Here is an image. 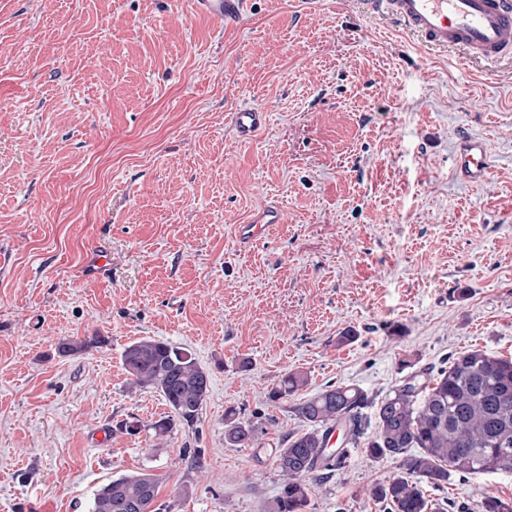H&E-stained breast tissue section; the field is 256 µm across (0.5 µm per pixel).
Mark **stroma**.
<instances>
[{"instance_id":"obj_1","label":"stroma","mask_w":512,"mask_h":512,"mask_svg":"<svg viewBox=\"0 0 512 512\" xmlns=\"http://www.w3.org/2000/svg\"><path fill=\"white\" fill-rule=\"evenodd\" d=\"M242 105L269 115L248 142ZM465 136L483 182L454 169ZM268 206L279 223L240 243ZM144 337L210 374L200 421L162 441L168 406L121 363ZM478 349L512 358V54L425 46L365 0H250L232 28L190 0H0V512H89L137 473L170 512H262L293 401L336 384L377 402L401 362ZM296 370L306 387L270 402ZM231 407L273 416L254 447L225 443ZM398 468L352 449L306 512H383L365 490ZM421 486L443 512L512 499L510 473Z\"/></svg>"}]
</instances>
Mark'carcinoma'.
<instances>
[{
  "label": "carcinoma",
  "instance_id": "cac0c4a2",
  "mask_svg": "<svg viewBox=\"0 0 512 512\" xmlns=\"http://www.w3.org/2000/svg\"><path fill=\"white\" fill-rule=\"evenodd\" d=\"M92 342L68 339L58 353L72 356ZM133 387L159 393L171 414L149 424L156 436L170 435L179 423L195 425L209 393V373L185 349L153 338L127 345L121 356ZM308 382L301 371L285 374L268 393L270 402L287 400ZM373 408L376 430L365 436ZM307 426L283 440L274 462L281 477L278 495L263 512H305L316 486L342 469L351 449L363 448L373 460L394 458L398 471L366 489L385 512H429L420 489L426 478L448 482L452 472L512 473V359L480 350L460 354L435 377L407 376L379 403L361 389L327 385L292 407ZM273 419L244 418L234 408L224 415V441L238 448L257 443ZM340 432L329 447L330 426ZM158 479L140 473L119 476L100 487L89 512H155ZM483 512H512V500L487 495Z\"/></svg>",
  "mask_w": 512,
  "mask_h": 512
}]
</instances>
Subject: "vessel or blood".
Returning a JSON list of instances; mask_svg holds the SVG:
<instances>
[{"label":"vessel or blood","mask_w":512,"mask_h":512,"mask_svg":"<svg viewBox=\"0 0 512 512\" xmlns=\"http://www.w3.org/2000/svg\"><path fill=\"white\" fill-rule=\"evenodd\" d=\"M385 4L406 29L428 42L456 46L489 62L512 51V0H373ZM194 12L219 22H241L247 0H192ZM231 126L237 137L249 141L257 137L268 121V114L257 106L232 112ZM457 171L471 181L481 182L488 172L486 149L477 138H469L454 158ZM280 220L275 208L263 209L254 223L242 225L239 239L255 240L263 225Z\"/></svg>","instance_id":"b4317fda"}]
</instances>
